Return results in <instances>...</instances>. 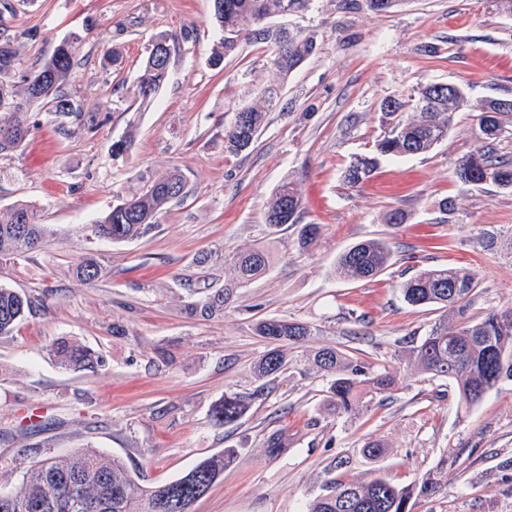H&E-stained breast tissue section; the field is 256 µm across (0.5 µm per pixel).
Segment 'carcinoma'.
<instances>
[{
    "mask_svg": "<svg viewBox=\"0 0 512 512\" xmlns=\"http://www.w3.org/2000/svg\"><path fill=\"white\" fill-rule=\"evenodd\" d=\"M213 5L214 19L221 32L218 45L209 58L217 67L236 53L242 43L254 42L272 47V66L278 78L286 79L316 49L311 33L290 30L283 35L271 24L287 10H308L311 0H220ZM194 31L185 28L178 35L156 34L153 45L163 44L167 55L174 47L193 40ZM82 41L74 33L62 39L52 54L36 68L21 72L19 48L7 38L0 42V154L21 148L31 135L27 105L40 103L56 115L76 123L83 118L80 102L66 91L71 73L77 65V45ZM169 68H161L159 59L149 53L140 65L136 81L137 95L144 103L152 101L166 82ZM281 98L280 84H271L254 100L240 107L244 116L224 125V149L239 154L254 145L257 133L268 112ZM466 105L461 93L448 99V88L428 84L410 98V117L396 121L381 139L374 152L355 157L343 171V181L357 187L368 181L383 158H399L431 151L448 137L456 112ZM478 128L485 145L456 162L455 176L464 186L492 185L512 191V154L499 150V143L512 137V129L503 119L489 122L478 118ZM186 194L185 176L177 169L150 178L143 189L119 200L99 220L89 225L91 235L112 242L142 237L158 223V216ZM302 197L292 182L280 185L265 207V223L277 229L296 225L300 249L309 247L319 236L318 224L301 223ZM45 225L39 222L37 209L16 202L0 211V256L23 257L42 247ZM392 259L391 244L382 238L360 241L336 258L332 274L348 281L371 280L383 273ZM270 268V256L263 249L237 255L235 272L238 283L247 284L263 276ZM99 259L86 256L74 268L78 280L90 283L102 276ZM403 299L413 306L440 305L448 317L434 324L423 342L410 351V360L421 371L456 382L459 403L468 408L476 405L485 393L504 380H512V307L490 310L482 315L471 313L478 288L476 273L465 267L424 268L398 285ZM233 294L231 288H208L203 297L186 302L189 317L221 318ZM32 308V301L10 289L0 287V337L9 336ZM257 335L272 348L255 362L259 380H275L288 368L287 348L302 343L312 335L304 322L266 319L255 325ZM55 363L65 371L95 370L104 366L103 357L93 349L67 338L57 339L50 348ZM306 359L329 378L327 406L339 417L359 412L365 393L382 394L390 390L394 376L387 370L360 379L362 367L335 348H322ZM260 385L243 394L226 391L210 413L214 424L224 426L240 420L251 403L264 396ZM238 460V451L226 448L217 455L201 460L185 475L157 486H144L131 474L128 465L90 448H79L64 455L46 457L26 464L22 480L12 491L0 493V512H191L192 504L203 497L224 469ZM433 490V482L420 486H401L378 474L368 481H342L328 478L321 493L308 504L306 512H412L413 497Z\"/></svg>",
    "mask_w": 512,
    "mask_h": 512,
    "instance_id": "1",
    "label": "carcinoma"
}]
</instances>
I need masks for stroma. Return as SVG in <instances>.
Instances as JSON below:
<instances>
[{
  "mask_svg": "<svg viewBox=\"0 0 512 512\" xmlns=\"http://www.w3.org/2000/svg\"><path fill=\"white\" fill-rule=\"evenodd\" d=\"M211 0H8L0 26L18 39L24 68L77 33L78 64L67 89L79 100L80 124H62L39 106L27 145L0 155V210L34 204L47 228L43 248L0 258V287L30 297L34 307L12 335L0 338V491L13 490L28 462L92 448L124 460L155 486L186 474L227 448L239 461L225 469L192 512H304L338 457L341 474L364 480L373 471L408 485L433 478L435 490L412 512H512V381L462 409L455 382L409 363L445 310L415 307L398 285L417 269L467 266L478 278L474 313L512 306V252L479 247L481 232L512 235V192L464 189L457 160L481 147L477 115L489 99L512 101V12L499 0H403L375 14L313 0L290 17L314 33L317 48L285 83L250 150L224 149V125L266 85L276 83L271 51L241 44L223 67L207 63L220 33ZM192 28L173 51L166 83L148 103L134 84L153 37ZM115 48L119 63L105 53ZM431 83L463 88L467 104L445 141L430 152L381 161L358 188L343 184L350 159L370 152L394 122L380 110ZM133 134L129 152L112 145ZM187 179L143 237L112 243L87 226L113 204L170 169ZM303 193L302 221L322 227L299 250L297 229L271 232L265 205L283 182ZM453 201L455 209L441 205ZM405 215L388 224L391 212ZM383 238L390 267L371 281L334 277L337 256L353 244ZM267 248L262 279L235 284L237 254ZM104 265L86 284L72 269L86 253ZM232 287L220 319L187 317L191 290ZM267 318L314 328L290 365L239 421L214 425L212 405L226 390L257 387L253 364L268 348L254 331ZM124 335L113 334V325ZM67 337L100 352L104 369L65 372L49 354ZM334 347L365 373L394 372L391 391L345 420L325 406L327 378L305 352ZM281 432L286 453L268 456L264 441ZM387 444L372 462L365 442Z\"/></svg>",
  "mask_w": 512,
  "mask_h": 512,
  "instance_id": "35a3bbf8",
  "label": "stroma"
}]
</instances>
